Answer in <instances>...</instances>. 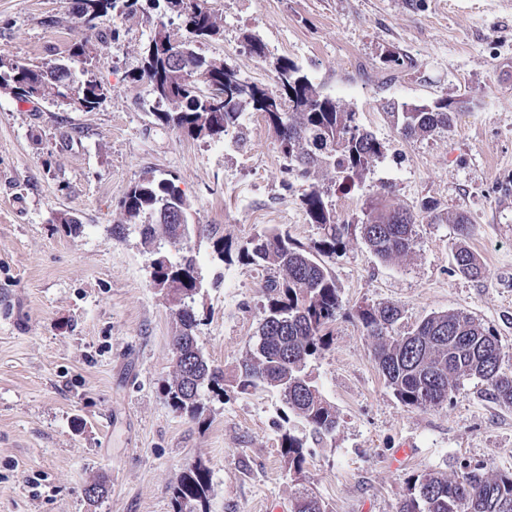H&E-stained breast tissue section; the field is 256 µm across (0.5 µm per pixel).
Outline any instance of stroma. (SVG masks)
Masks as SVG:
<instances>
[{
  "label": "stroma",
  "mask_w": 512,
  "mask_h": 512,
  "mask_svg": "<svg viewBox=\"0 0 512 512\" xmlns=\"http://www.w3.org/2000/svg\"><path fill=\"white\" fill-rule=\"evenodd\" d=\"M208 3L221 34L193 42L197 53L269 90L277 60L288 58L353 109L383 153L363 188L348 192L330 171L310 181L287 174L267 124L241 122L221 143L156 125L150 87L134 75L155 28L176 33L180 20L148 4L91 28L72 0H0L1 54L32 65L84 47L75 81L108 90L83 111L0 88V512H174L177 476L198 461L211 470L210 512H292L303 489L329 512H396L416 475L450 474L464 462L511 473L512 408L494 403L477 378L439 408L404 406L355 312L398 305L396 336L434 313H467L497 337L512 369V0ZM248 32L265 57L244 50ZM440 98L466 106L430 136H402L384 111ZM148 173L173 180L190 223L209 228L190 240L202 279L193 308L224 390L204 393L195 417L175 411L163 391L174 378L177 318L151 285L153 255L136 230L112 236L125 192ZM313 183L350 223L326 260L341 310L306 368L340 426L332 439L308 441L310 464L297 475L281 451L279 393L236 384L257 342L267 276L237 255L273 230L319 240L302 205ZM380 186L386 206L417 214L412 250L386 262L357 227L369 188ZM427 201L436 216L421 212ZM66 213L80 233L61 224ZM458 213L471 224L466 245L482 277L456 268L447 219ZM101 476L108 492L89 503L84 489Z\"/></svg>",
  "instance_id": "obj_1"
}]
</instances>
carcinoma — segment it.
I'll list each match as a JSON object with an SVG mask.
<instances>
[{
    "label": "carcinoma",
    "mask_w": 512,
    "mask_h": 512,
    "mask_svg": "<svg viewBox=\"0 0 512 512\" xmlns=\"http://www.w3.org/2000/svg\"><path fill=\"white\" fill-rule=\"evenodd\" d=\"M141 0H73L77 16L97 22L115 12L131 15ZM165 11L181 19L194 38L221 34L218 17L205 0H163ZM187 57L194 74L217 85L224 101L209 102L200 84L180 73L170 51ZM277 92L249 82L225 62L208 59L176 41L162 25L146 46L137 80H145L154 99L152 116L193 139L222 142L240 125L247 112H258L276 134L285 168L308 179L317 169L332 170L348 188H358L372 163L382 154V144L359 125L356 112L322 94L294 62H278ZM11 89L20 101L44 100L92 110L107 98L108 90L89 80L71 83L64 63L24 65L0 54V85ZM458 105L441 98L430 104H390L385 112L399 132L407 137L431 135L448 128ZM380 192L370 191L364 218L359 224L369 251L387 261L405 254L414 245L416 215L409 209H391L379 201ZM309 220L323 230L320 240L304 245L288 233L273 231L255 236L240 248L238 258L275 271L265 282L266 305L258 340L251 357L242 365L238 387L246 392L258 386L277 390L287 409L286 419L298 420L309 436L286 431L283 457L288 469L302 473L308 465L307 438L321 441L336 433V409L322 396L306 373L308 361L329 341L328 326L340 309L336 283L324 257L336 253L349 224L336 218L316 185L303 195ZM176 206L188 213L190 204L167 179L144 177L129 187L122 200L126 219L112 227L120 239L129 226L138 230L146 247H178L174 261L158 262L151 272L154 287L165 292L176 307L180 329L173 336L176 374L164 392L171 406L192 417L199 415L204 390H223L224 372L211 365L198 346L193 331L197 319L191 307L200 288L197 258L188 245L195 225L168 224L161 211ZM151 221L144 222L143 217ZM458 271L479 278L483 267L475 254L460 245L454 252ZM357 317L369 335L378 338L375 362L385 384L395 397L412 409H434L448 402L464 380L479 378L489 386V395L499 405L512 407V370L502 367L503 351L498 339L463 312L433 313L405 336H392L390 329L400 318L392 303L360 308ZM210 469L202 463L185 466L173 486L177 512H208ZM294 512H328L317 496L302 491ZM398 512H512V474L488 475L479 466L464 465L459 473L443 476L426 472L411 479L410 493Z\"/></svg>",
    "instance_id": "obj_1"
}]
</instances>
